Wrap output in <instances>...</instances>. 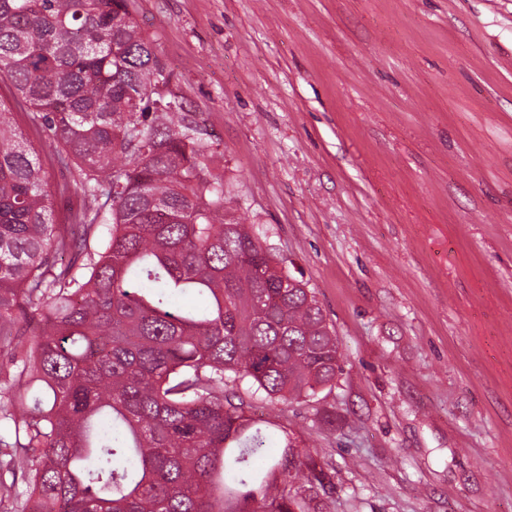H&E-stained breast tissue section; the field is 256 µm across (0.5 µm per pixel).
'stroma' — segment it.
<instances>
[{"label": "stroma", "mask_w": 512, "mask_h": 512, "mask_svg": "<svg viewBox=\"0 0 512 512\" xmlns=\"http://www.w3.org/2000/svg\"><path fill=\"white\" fill-rule=\"evenodd\" d=\"M128 4L341 353L314 397L225 395L323 449L320 512H512V0Z\"/></svg>", "instance_id": "obj_1"}]
</instances>
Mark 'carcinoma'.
Here are the masks:
<instances>
[{"label": "carcinoma", "instance_id": "1", "mask_svg": "<svg viewBox=\"0 0 512 512\" xmlns=\"http://www.w3.org/2000/svg\"><path fill=\"white\" fill-rule=\"evenodd\" d=\"M127 0H0V79L75 163L54 223L37 150L0 99V491L22 512H317L325 474L224 401L306 399L341 370L322 308L253 235ZM21 470L26 490L5 473Z\"/></svg>", "mask_w": 512, "mask_h": 512}]
</instances>
